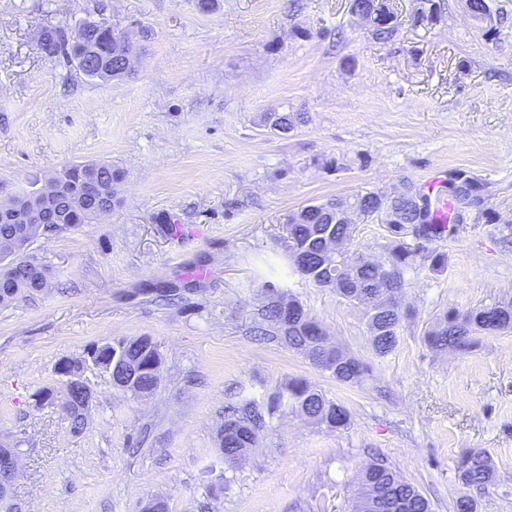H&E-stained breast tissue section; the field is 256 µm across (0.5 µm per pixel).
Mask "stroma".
<instances>
[{"mask_svg": "<svg viewBox=\"0 0 512 512\" xmlns=\"http://www.w3.org/2000/svg\"><path fill=\"white\" fill-rule=\"evenodd\" d=\"M0 0V184L28 187L79 162L120 172L109 215L29 250L43 292L0 303V438L16 444L9 501L20 512H349L357 475L379 459L453 512L456 461L485 451L496 481L475 512H512V331L436 354L425 326L449 308L512 300V0L489 35L464 0L433 25L419 0H391L388 41L348 0ZM105 20L142 46L133 75L102 82L45 59L42 30ZM298 112L291 132L271 114ZM462 169L485 186L493 223L470 218L435 241L448 266L406 276L394 353L376 357L365 318L294 271L276 236L306 205L389 192ZM388 233L359 218L350 252L375 259ZM296 297L330 344L369 368L346 386L299 352L253 341L263 282ZM175 291L172 304L159 296ZM149 336L162 377L145 400L88 371L87 425L73 434L35 392L63 357ZM307 379L344 405L336 431L278 412L246 460L225 464L229 399L264 402Z\"/></svg>", "mask_w": 512, "mask_h": 512, "instance_id": "1", "label": "stroma"}]
</instances>
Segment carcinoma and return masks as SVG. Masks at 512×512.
Masks as SVG:
<instances>
[{
  "instance_id": "obj_1",
  "label": "carcinoma",
  "mask_w": 512,
  "mask_h": 512,
  "mask_svg": "<svg viewBox=\"0 0 512 512\" xmlns=\"http://www.w3.org/2000/svg\"><path fill=\"white\" fill-rule=\"evenodd\" d=\"M476 16L489 20L487 32L496 34L506 17L492 9V0H475ZM351 9L372 17V35L379 41L390 39L397 31L398 15L388 0H351ZM91 47L112 67L123 70L130 54V41L123 31L94 28L81 24L70 37L55 31L45 32L40 52L48 59L61 58L74 64L85 77L110 81L104 71H89L80 64L85 47ZM69 178L85 195L95 192L101 183H119V172L104 163H77L64 167ZM465 174L461 169L448 171V180L457 185L446 188L448 212L445 221L433 217L428 195L413 183L402 184L399 189L386 194L364 191L352 197H336L324 202L304 206L288 223L282 225L281 243L294 269L319 288H331L346 301L362 308L370 333L373 353L378 357L392 354L399 344L402 322L411 311L396 305H386L379 299L382 292H400L405 286V274L425 262L431 270L442 272L448 265V255L431 250L427 244L451 237L461 223L473 193L484 194L482 183L471 187L468 179L458 180ZM342 208L351 209L360 216L386 217L392 213L396 222L386 224L389 242L385 256L375 262H361L347 254L336 261L332 270H326L324 241L336 238L350 241L354 224L338 216ZM412 237L408 244L405 238ZM50 234L35 225L0 224V257L8 259L13 274L0 279V293L16 298L37 293L48 286V269L27 254V248L10 252L16 242H28ZM266 299L257 309L259 320L251 329L255 340L277 343L303 354L316 368L329 373L343 385L361 383L368 374V367L360 359L339 347L326 343L322 325L304 309L296 299L286 298L274 286L265 285ZM512 330V302H495L464 312L450 310L438 318L424 332L425 345L433 352L470 351L479 345L480 336L495 331ZM162 356L156 342L149 336L119 339L99 352V370L107 365L117 370L129 363L136 366V387L145 395H152L161 380ZM87 357L61 358L55 366L59 376L69 375L62 382L61 390L44 388L36 393L39 403H60L67 411L72 433L79 434L85 426L84 410L77 403V395L88 386L85 371ZM288 409L317 425L328 429L344 430L351 421L349 411L341 404L327 399L303 379L288 383L267 403L243 398L224 409V426L220 430V451L224 462L235 464L252 448L256 433L266 425V419ZM460 484L453 501V512H474L475 502L469 490L483 489L494 481V468L490 457L482 450L462 454L456 463ZM359 493L351 504V512H432L429 499L394 467L383 461H373L364 467L358 478Z\"/></svg>"
}]
</instances>
